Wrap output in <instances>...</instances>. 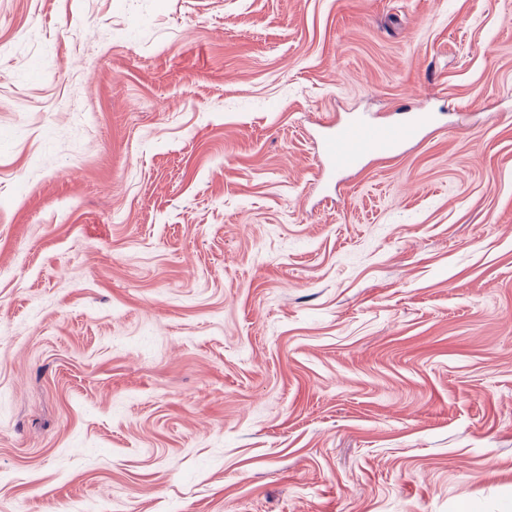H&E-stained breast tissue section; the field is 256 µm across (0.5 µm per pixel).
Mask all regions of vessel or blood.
Wrapping results in <instances>:
<instances>
[{"label": "vessel or blood", "instance_id": "obj_1", "mask_svg": "<svg viewBox=\"0 0 512 512\" xmlns=\"http://www.w3.org/2000/svg\"><path fill=\"white\" fill-rule=\"evenodd\" d=\"M434 122L433 115L417 112L396 123L353 121L328 126L320 140V168L330 175L357 167L368 156L396 154Z\"/></svg>", "mask_w": 512, "mask_h": 512}]
</instances>
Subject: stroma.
<instances>
[{"mask_svg":"<svg viewBox=\"0 0 512 512\" xmlns=\"http://www.w3.org/2000/svg\"><path fill=\"white\" fill-rule=\"evenodd\" d=\"M510 500L512 0H0V512ZM434 122L433 115L417 112L396 123L353 121L328 126L320 140L322 177L357 167L367 156L394 155Z\"/></svg>","mask_w":512,"mask_h":512,"instance_id":"stroma-1","label":"stroma"}]
</instances>
